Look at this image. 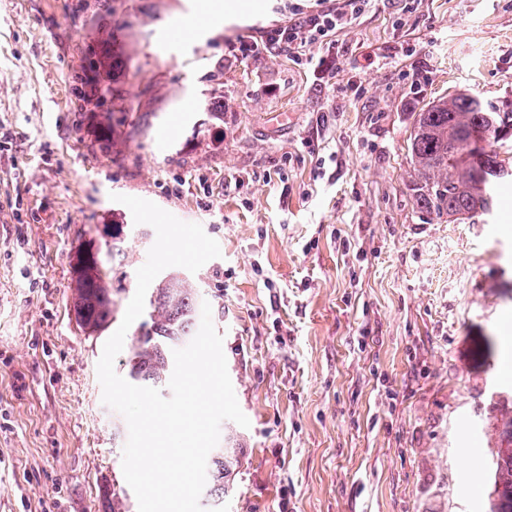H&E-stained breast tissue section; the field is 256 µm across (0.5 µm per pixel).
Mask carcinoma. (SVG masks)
Masks as SVG:
<instances>
[{
	"mask_svg": "<svg viewBox=\"0 0 512 512\" xmlns=\"http://www.w3.org/2000/svg\"><path fill=\"white\" fill-rule=\"evenodd\" d=\"M87 62L95 76L94 97L112 92L113 60L94 50ZM511 138L512 109L464 92L425 105L415 113L409 147L418 209L438 220L493 212L503 193L512 192V161L501 157ZM109 235V250L88 245L73 266L74 310L89 334L104 331L118 310L110 274L116 257L125 253L127 225L113 221ZM200 319V288L191 279L178 273L158 278L146 293L144 319L129 337L124 363L129 381L166 386L174 366L172 350L196 335ZM496 409L500 425L488 512H512V396L498 400ZM237 464L234 448H216L209 455L206 512H222Z\"/></svg>",
	"mask_w": 512,
	"mask_h": 512,
	"instance_id": "obj_1",
	"label": "carcinoma"
}]
</instances>
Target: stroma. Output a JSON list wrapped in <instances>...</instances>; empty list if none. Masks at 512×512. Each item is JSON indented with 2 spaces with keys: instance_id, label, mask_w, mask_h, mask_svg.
Masks as SVG:
<instances>
[{
  "instance_id": "35a3bbf8",
  "label": "stroma",
  "mask_w": 512,
  "mask_h": 512,
  "mask_svg": "<svg viewBox=\"0 0 512 512\" xmlns=\"http://www.w3.org/2000/svg\"><path fill=\"white\" fill-rule=\"evenodd\" d=\"M170 31L202 0H0V512H112L125 419L102 402L107 333L72 306L73 259L120 214V306L156 239L116 195L218 241L193 276L250 425L223 512H486L490 400L512 380V196L454 224L414 203L415 112L512 103V0H372L336 77L228 42L316 0ZM125 43L113 151L76 112L88 49ZM314 140L310 153L306 140Z\"/></svg>"
}]
</instances>
